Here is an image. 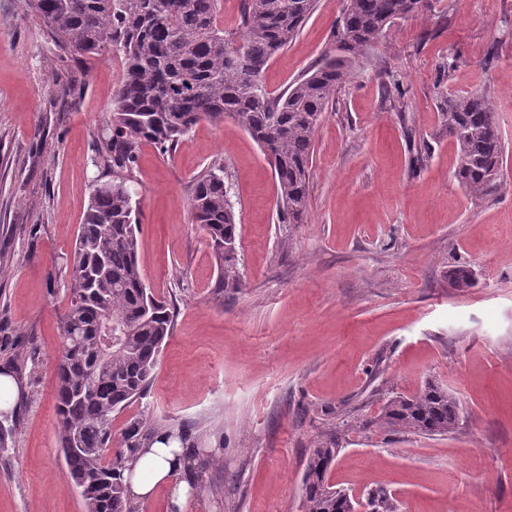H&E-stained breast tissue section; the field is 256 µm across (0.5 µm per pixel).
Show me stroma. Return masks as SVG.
I'll list each match as a JSON object with an SVG mask.
<instances>
[{"instance_id":"35a3bbf8","label":"stroma","mask_w":512,"mask_h":512,"mask_svg":"<svg viewBox=\"0 0 512 512\" xmlns=\"http://www.w3.org/2000/svg\"><path fill=\"white\" fill-rule=\"evenodd\" d=\"M343 0H319L265 68L281 93L336 45ZM452 70H445V63ZM122 74L116 52L63 53L20 0H0V367L24 361L0 446V512H86L68 482L55 364L70 255L98 174L95 134ZM490 89L504 144L482 198L457 182L440 93ZM307 221L284 223L274 173L234 120L200 123L133 166L143 277L174 326L147 394L112 416L221 449L194 512H304L303 477L338 440L330 481L373 512H512V0H430L362 57L313 136ZM224 164L240 285L219 286L191 222L196 177ZM469 272L473 284L454 285ZM456 428L385 424L426 381Z\"/></svg>"}]
</instances>
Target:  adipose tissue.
<instances>
[{"label":"adipose tissue","instance_id":"1","mask_svg":"<svg viewBox=\"0 0 512 512\" xmlns=\"http://www.w3.org/2000/svg\"><path fill=\"white\" fill-rule=\"evenodd\" d=\"M128 477L127 499L138 506L152 499L159 487L168 490L167 512H191V482L204 480L195 457L185 454L179 441L159 434L142 444L136 454L125 462Z\"/></svg>","mask_w":512,"mask_h":512}]
</instances>
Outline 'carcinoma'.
Masks as SVG:
<instances>
[{
	"label": "carcinoma",
	"mask_w": 512,
	"mask_h": 512,
	"mask_svg": "<svg viewBox=\"0 0 512 512\" xmlns=\"http://www.w3.org/2000/svg\"><path fill=\"white\" fill-rule=\"evenodd\" d=\"M55 38L78 54L104 49L123 59V77L109 128L97 134L91 162L99 172L80 225L61 313L55 406L69 482L86 512H129L126 455L140 447L139 425L126 447L108 456L112 413L144 398L173 315L147 288L138 257L140 224L132 169L142 142L170 151L202 121L233 119L270 156L283 216L306 220L313 136L328 102L363 55L399 18L423 12L425 0H346L337 24L336 53H327L280 95L262 82L268 63L299 34L318 0H243L240 27L224 31L222 0H23ZM438 111L457 151L456 178L479 198L498 179L504 148L491 93L441 94ZM193 222L207 234L221 288L238 287L237 223L224 163L213 162L195 181ZM122 336L112 353H99L101 327ZM387 425L447 434L458 420L448 390L428 384L382 408ZM339 452L330 441L314 449L304 476L306 512H347L327 484Z\"/></svg>",
	"instance_id": "obj_1"
}]
</instances>
